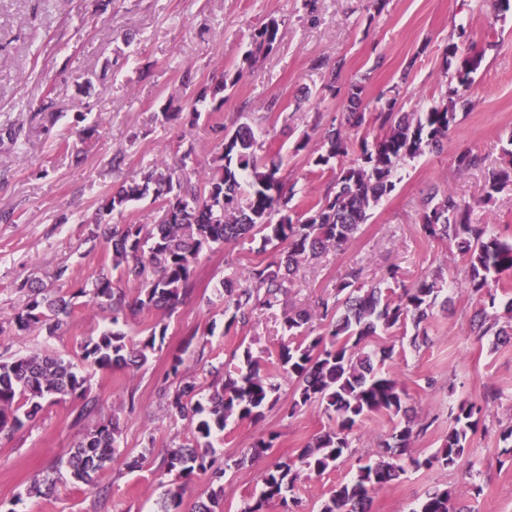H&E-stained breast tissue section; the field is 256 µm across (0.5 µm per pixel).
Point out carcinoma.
<instances>
[{"label": "carcinoma", "instance_id": "cac0c4a2", "mask_svg": "<svg viewBox=\"0 0 512 512\" xmlns=\"http://www.w3.org/2000/svg\"><path fill=\"white\" fill-rule=\"evenodd\" d=\"M280 41V23L269 20L250 36L245 61L270 55ZM482 55L460 59L457 85L449 88L445 100L427 112L396 111L397 97L378 98V105H363L364 86L351 84L346 92L348 112L343 121L330 125L321 140L320 152L312 165L332 168L342 161L331 187L322 200L304 213L293 204L294 193L285 190L282 160L265 159L254 150L255 129L248 123L229 128L221 122L211 125L215 153L208 161L197 158L188 147L180 164L160 161L131 178L112 192L95 215L87 240L102 245L111 271L101 272L84 283H69L67 267L56 268L45 282L33 278L24 285L26 299L9 324L18 332L36 330L45 336H60L71 323L77 300L111 314L112 327L89 340L80 360L99 370L135 371L143 367L156 343L164 342L167 325L158 320L146 337L134 340L119 327L142 311L163 316L172 313L194 289L195 264L203 249L246 238L261 237L263 245L279 247L278 258L244 267L236 277H226L225 332L247 324L254 311L271 309L288 292L290 276L301 260L331 248L347 245L367 223L370 211L395 188L393 176L399 166L428 149H440L457 123L458 110L469 104L467 92ZM240 73H222L213 90L203 89L191 104L186 119L195 125L201 118L197 104L207 92L217 95L231 89ZM378 129L372 140L359 142V151L349 162L350 135ZM512 184V149L505 151L504 166L488 173L480 201L488 203ZM147 195L163 213L161 222L151 226L121 223L127 205ZM472 206L460 201L448 189L423 201L419 219L425 236L455 243L468 269V287L480 309L472 332L481 338L492 334L498 340L512 339V300L498 312L497 293L490 280L512 272V243L491 233L487 224L472 221ZM392 285L382 289L356 286L360 271L351 270L336 286V296L322 297L315 313H290L284 318L289 337L305 334L307 343L288 341L279 352L282 377L293 385L291 412L317 404L335 416L336 425L316 435L296 456L268 466L260 476L257 497L243 503L240 512H265L276 506L280 512H296L302 500L298 484L322 475L352 455L351 437L363 418L383 413L402 415L404 426L383 441L376 457L358 460L356 473L348 482L337 484L321 504L319 512H371L375 495L393 485L404 472L402 457L417 469L455 468L467 457L469 435L484 420L487 404L461 402L442 445L431 455H410L411 442L428 429V424L410 417V395L395 375L380 371L366 352L372 337L412 323L414 339L427 342L426 325L434 315L440 278L423 279L415 285L397 284L396 272H388ZM138 284L129 296L123 283ZM345 298H339L340 294ZM321 321V332H303L312 319ZM246 369L213 367L214 382L205 400L195 399L196 381L184 372L181 355L172 356L161 386L169 416L187 423L193 440L166 449L163 465L176 472L181 483L168 490L161 512H218L224 496V476L229 465L240 467L266 454L274 437L258 438L241 451L233 463L220 464L214 458L211 437L224 430L234 418L253 425L279 401L276 375L260 368L250 349L243 352ZM87 376L73 362L58 355L32 352L0 357V437L10 438L32 420L46 404L66 398L82 399L76 421L99 412V400L87 395ZM118 426L113 421L97 424L67 453L66 470L77 482L95 485V476L120 457ZM206 475L212 485L206 498L185 503L186 487L194 478ZM56 482L35 478L27 495L48 498ZM412 512H470L456 506L448 488L429 491Z\"/></svg>", "mask_w": 512, "mask_h": 512}]
</instances>
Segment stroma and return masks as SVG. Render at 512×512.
<instances>
[{"label":"stroma","mask_w":512,"mask_h":512,"mask_svg":"<svg viewBox=\"0 0 512 512\" xmlns=\"http://www.w3.org/2000/svg\"><path fill=\"white\" fill-rule=\"evenodd\" d=\"M280 21L281 41L254 66L243 61L249 35L269 19ZM482 56L469 96L448 143L426 151L398 169L394 191L372 209L367 224L343 249L306 260L281 304L257 312L240 329H224V276L251 261L276 260L260 240H241L203 250L196 264L193 294L168 316L164 343L145 366L129 373L88 365L89 393L100 400L99 420H117L123 454L99 475L96 486L73 481L62 465L68 450L90 426L76 421L78 400L45 406L11 439H0V512H157L173 480L162 465L171 443L189 440L184 421L170 418L158 395L172 355L180 354L201 395H208L211 367L242 363V348L276 371L289 336L285 313L314 310L319 297L332 296L353 268L361 284H376L395 268L410 285L435 272L444 277L442 297L427 325L428 341L411 342L404 326L381 333L370 348L382 370L407 389L410 405L428 429L414 442L412 456L425 457L448 433L449 412L467 399L497 393L484 427L469 441L468 465L451 469L406 466L400 479L376 494L373 512H410L414 501L437 486L455 491L471 512H512V466L496 459L499 425L512 421V343L476 339L469 322L478 303L453 242L427 238L419 224L422 201L451 188L472 204V219L493 225L512 239V185L488 204L479 203L486 169L498 167L512 144V10L497 11L495 0H386L374 11L370 0H0V130L20 129L18 141L0 140V211L14 221L0 223V354L32 350L76 358L82 341L109 327L110 315L88 307L75 310L63 336L19 333L7 321L22 306L21 284L67 267L76 282L105 265L101 249L87 243L88 226L103 201L124 180L158 160L174 161L180 148L195 146L209 159L214 142L207 122L195 128L165 121L167 106L185 105L194 89L211 84L222 71L240 72L225 92L219 117L232 125L246 117L259 129L258 155L281 154L286 184L299 210L327 192L332 171L309 164L332 119L346 112L344 87H365L364 100L399 86L398 109L425 112L445 95L450 77L442 67L449 42ZM324 69H315L317 60ZM341 64L340 93L324 89L327 65ZM406 84H399L401 73ZM51 96L57 119L38 115ZM275 110H268L270 100ZM101 122L85 138L78 113ZM305 150H296L300 139ZM125 163L113 168L112 157ZM471 151L484 167L462 171L457 159ZM391 359H382L384 349ZM292 388L257 425L228 421L212 445L218 458L250 447L254 438L275 434L273 448L256 462L228 470L223 512H239L258 493L261 472L274 461L295 456L333 421L316 406L291 411ZM402 417L371 415L359 425L352 446L374 452L403 425ZM56 479L52 497H28L34 476ZM352 475L344 463L301 483L298 495L308 512H318L336 484Z\"/></svg>","instance_id":"stroma-1"}]
</instances>
